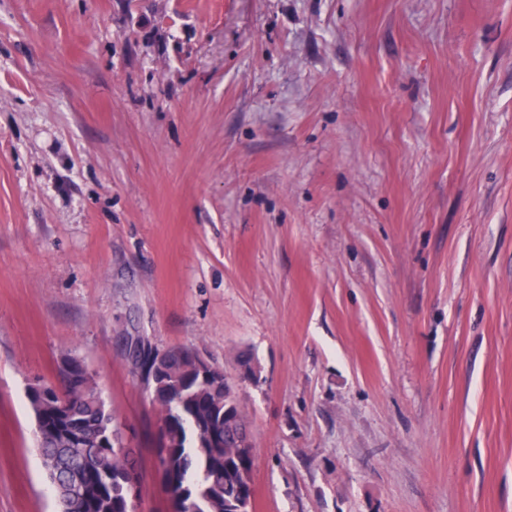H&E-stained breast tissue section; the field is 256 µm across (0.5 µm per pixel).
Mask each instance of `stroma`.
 Returning <instances> with one entry per match:
<instances>
[{"label":"stroma","instance_id":"35a3bbf8","mask_svg":"<svg viewBox=\"0 0 512 512\" xmlns=\"http://www.w3.org/2000/svg\"><path fill=\"white\" fill-rule=\"evenodd\" d=\"M128 336L235 383L252 512H512V0H0V512L67 353L170 512Z\"/></svg>","mask_w":512,"mask_h":512}]
</instances>
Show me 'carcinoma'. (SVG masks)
Segmentation results:
<instances>
[{
	"label": "carcinoma",
	"instance_id": "obj_1",
	"mask_svg": "<svg viewBox=\"0 0 512 512\" xmlns=\"http://www.w3.org/2000/svg\"><path fill=\"white\" fill-rule=\"evenodd\" d=\"M126 348L164 422L156 467L167 478L168 497L191 504L192 512H229L232 502H249L255 448L239 451L249 429L235 387L204 376L187 350L160 355L144 338ZM58 373L88 393L67 408L48 383L31 385L27 394L56 512H127L126 471L139 468L137 452L122 449L117 419L95 396L96 381L85 364L64 355Z\"/></svg>",
	"mask_w": 512,
	"mask_h": 512
}]
</instances>
